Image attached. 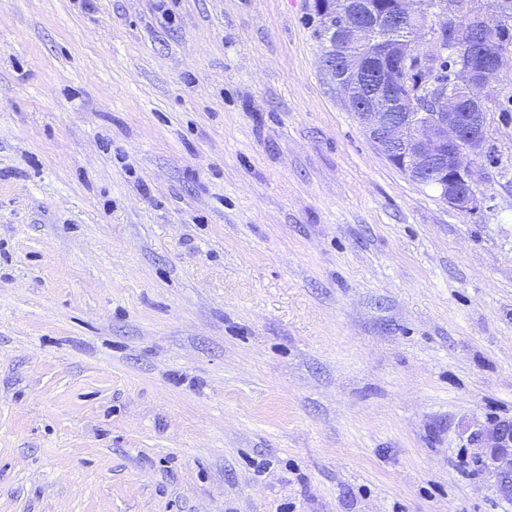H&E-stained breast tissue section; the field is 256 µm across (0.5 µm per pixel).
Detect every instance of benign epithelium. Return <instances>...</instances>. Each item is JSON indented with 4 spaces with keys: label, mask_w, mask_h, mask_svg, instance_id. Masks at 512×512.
I'll use <instances>...</instances> for the list:
<instances>
[{
    "label": "benign epithelium",
    "mask_w": 512,
    "mask_h": 512,
    "mask_svg": "<svg viewBox=\"0 0 512 512\" xmlns=\"http://www.w3.org/2000/svg\"><path fill=\"white\" fill-rule=\"evenodd\" d=\"M439 18L436 25L423 23L428 8ZM461 8L456 0H403L392 18L386 20L372 12L356 22H334L332 15L322 16V35L329 46L323 57L324 70L335 81L346 108L358 117L370 140L387 158L398 162L406 175L418 183L431 182L440 199L453 210L469 214L479 206L474 189L473 160L485 149L487 113L454 112L448 108L452 88L465 79L473 103L483 105V93L498 78L512 57V43L505 39L479 41L462 30ZM469 32L495 31L500 27L498 14L467 13ZM409 21V39L417 43L432 33H446L448 40L434 41L432 50L445 51L469 66L435 81L430 77H412V61L404 51V42L387 43V25ZM350 42L368 46L386 44V52L396 62L391 66H364L345 55ZM371 83L375 91L363 98L355 88ZM411 104L427 98L434 112H388L396 92ZM467 441L476 449L474 456L496 479L500 498L512 502V418H497L471 431Z\"/></svg>",
    "instance_id": "7a95c632"
}]
</instances>
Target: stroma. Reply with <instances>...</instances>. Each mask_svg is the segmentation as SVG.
I'll use <instances>...</instances> for the list:
<instances>
[{"label":"stroma","mask_w":512,"mask_h":512,"mask_svg":"<svg viewBox=\"0 0 512 512\" xmlns=\"http://www.w3.org/2000/svg\"><path fill=\"white\" fill-rule=\"evenodd\" d=\"M314 0H0V512H512V62L461 214ZM474 456L496 479L498 495L512 502V418L488 421L468 434Z\"/></svg>","instance_id":"35a3bbf8"}]
</instances>
